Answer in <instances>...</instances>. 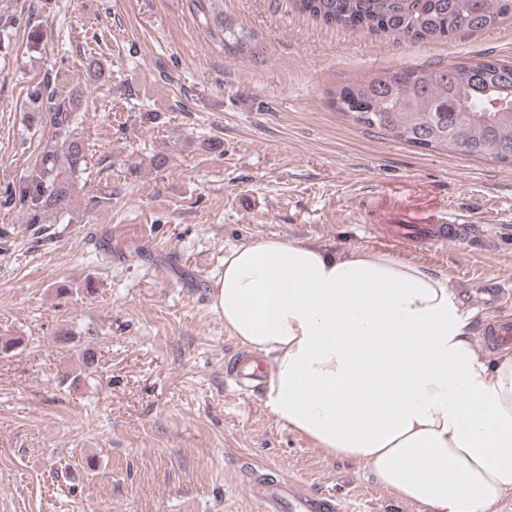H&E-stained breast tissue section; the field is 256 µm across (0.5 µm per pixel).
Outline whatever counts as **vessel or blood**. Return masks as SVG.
<instances>
[{"label":"vessel or blood","instance_id":"b4317fda","mask_svg":"<svg viewBox=\"0 0 512 512\" xmlns=\"http://www.w3.org/2000/svg\"><path fill=\"white\" fill-rule=\"evenodd\" d=\"M387 235L410 244H423L439 248L451 242H469L470 236L459 224H442L425 218L413 219L408 224H390ZM480 340L490 348L512 347V318L497 316L483 324ZM268 374L267 368L244 371L237 364H230L226 375L235 385L246 392L257 389ZM251 496L263 507L264 512H343L341 503L330 494L310 492L295 482L271 475L262 467H254L246 480Z\"/></svg>","mask_w":512,"mask_h":512}]
</instances>
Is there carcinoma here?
I'll use <instances>...</instances> for the list:
<instances>
[{
  "instance_id": "1",
  "label": "carcinoma",
  "mask_w": 512,
  "mask_h": 512,
  "mask_svg": "<svg viewBox=\"0 0 512 512\" xmlns=\"http://www.w3.org/2000/svg\"><path fill=\"white\" fill-rule=\"evenodd\" d=\"M298 12L327 27L409 41L436 42L463 31L496 27L493 0H292ZM209 38L241 58L263 56L261 41L224 17V0H192ZM54 125L63 136L21 189L35 210L71 205L70 179L86 164L84 144L70 130L84 92L52 79ZM332 103L355 125L428 150L457 152L512 166V63L478 58L434 70H404L358 80L332 92Z\"/></svg>"
}]
</instances>
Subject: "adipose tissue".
<instances>
[{
  "label": "adipose tissue",
  "instance_id": "obj_1",
  "mask_svg": "<svg viewBox=\"0 0 512 512\" xmlns=\"http://www.w3.org/2000/svg\"><path fill=\"white\" fill-rule=\"evenodd\" d=\"M212 305L271 359L267 404L426 512L512 494V352L487 358L446 279L383 253L268 239L224 255Z\"/></svg>",
  "mask_w": 512,
  "mask_h": 512
}]
</instances>
